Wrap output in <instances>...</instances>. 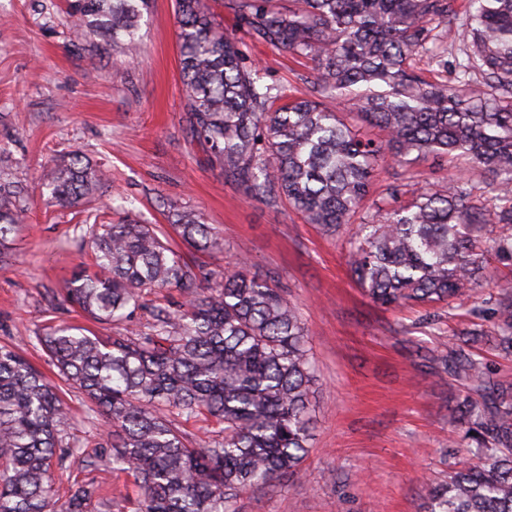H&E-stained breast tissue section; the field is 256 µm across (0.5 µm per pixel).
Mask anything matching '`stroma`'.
I'll list each match as a JSON object with an SVG mask.
<instances>
[{
    "instance_id": "35a3bbf8",
    "label": "stroma",
    "mask_w": 512,
    "mask_h": 512,
    "mask_svg": "<svg viewBox=\"0 0 512 512\" xmlns=\"http://www.w3.org/2000/svg\"><path fill=\"white\" fill-rule=\"evenodd\" d=\"M222 17L267 82L307 97L313 61L284 57L234 14ZM72 28L66 0H0V151L29 192V219L12 241L14 264L0 267V344L51 376L37 336L82 321L63 301L67 282L94 270L79 210L45 206L38 188L41 165L80 151L112 173L101 205L134 200L142 219L164 229L170 208L196 210L223 238L224 251L191 250L188 262L242 265L275 278L302 314L315 375L312 446L300 477L244 494L236 512H424L430 488L472 461L452 414L459 385L433 354L452 347L467 324L464 309L373 303L349 271L352 225L329 234L289 205L268 207L225 183L180 120L175 0H150L138 39L117 51L99 37L73 44ZM452 175L482 199L483 179L466 160L389 161L358 215H370L390 183L437 188ZM63 398V441L74 452L53 462L56 496L91 482L111 497L110 512H136L132 477L91 463L108 445L100 414L78 393Z\"/></svg>"
}]
</instances>
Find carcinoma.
Instances as JSON below:
<instances>
[{"label":"carcinoma","instance_id":"carcinoma-1","mask_svg":"<svg viewBox=\"0 0 512 512\" xmlns=\"http://www.w3.org/2000/svg\"><path fill=\"white\" fill-rule=\"evenodd\" d=\"M176 0L181 122L205 146L224 180L277 208L283 202L327 232L348 224L389 161L464 158L486 174L489 203L476 205L461 180L432 189L387 188L404 205L380 208L349 240L353 276L381 305L437 307L473 291L490 261L512 269V0ZM148 0H68L75 40L102 36L117 50L138 34ZM280 53L309 57L310 97L284 92L247 64L216 7ZM461 20L466 46L456 83L414 73L419 53L438 59L432 25ZM345 99L384 138H364L332 103ZM46 204L83 206L96 269L74 277L65 300L97 324L123 322L144 294L181 290L184 308L152 312L146 329L106 338L59 325L36 337L58 375L96 405L110 448L100 461L134 477L138 512H235L240 495L297 477L312 437L307 334L299 308L274 280L242 268L205 272L184 261L135 213L104 224L90 205L108 181L77 153L44 164ZM28 194L0 159V266L23 224ZM189 246L223 253L201 216L172 209ZM217 279V286L201 283ZM472 329L449 352L460 380L453 413L473 463L430 491L424 512H512V383L493 378L473 347L485 309H468ZM493 346L512 357V285H500ZM206 415L224 439L189 445L164 411ZM67 412L60 387L7 344L0 345V512H92V483L55 497L50 462L62 448Z\"/></svg>","mask_w":512,"mask_h":512}]
</instances>
